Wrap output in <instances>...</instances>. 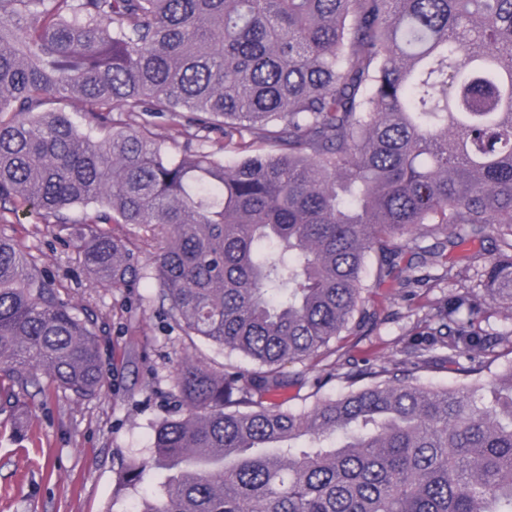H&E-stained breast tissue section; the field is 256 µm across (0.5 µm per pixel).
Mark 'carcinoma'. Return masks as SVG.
<instances>
[{"instance_id": "cac0c4a2", "label": "carcinoma", "mask_w": 512, "mask_h": 512, "mask_svg": "<svg viewBox=\"0 0 512 512\" xmlns=\"http://www.w3.org/2000/svg\"><path fill=\"white\" fill-rule=\"evenodd\" d=\"M83 106L79 132L68 115ZM190 148L171 155L154 120ZM238 155L207 150L212 134ZM63 231L84 208L79 258L107 288L150 278L191 346L174 373L183 413L153 427L165 474L137 512H512V361L483 376L512 318V0H0V212ZM499 229L507 250L480 291L430 306L411 341L347 389L291 408L285 365L331 352L365 306L364 271L398 292L407 235L445 250ZM37 257L0 232V404L52 384L96 396V322L53 291ZM438 360L469 380L424 382ZM118 472L116 492L143 483ZM197 346L196 354L205 363L211 364L213 366H219L222 363H231L233 365L241 366L244 368H250V365L241 360L235 354L227 355L225 353H219L215 349L199 342L197 343Z\"/></svg>"}]
</instances>
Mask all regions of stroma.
<instances>
[{"label": "stroma", "mask_w": 512, "mask_h": 512, "mask_svg": "<svg viewBox=\"0 0 512 512\" xmlns=\"http://www.w3.org/2000/svg\"><path fill=\"white\" fill-rule=\"evenodd\" d=\"M8 219L6 234L39 257L58 295L96 318L106 384L86 400L48 385L21 394L15 406H0V512H132L138 493L115 494V480L128 460L151 465L153 426L180 415L173 375L187 339L164 315L153 280L106 288L80 265V226L59 239L27 208ZM500 247L492 230L485 241L449 248L450 277L406 298L397 296L392 282L372 286L367 307L379 321L346 333L349 355L362 364L390 356L432 302L475 290L485 262ZM329 363L324 357L287 365L297 383L282 399L302 407Z\"/></svg>", "instance_id": "stroma-1"}]
</instances>
